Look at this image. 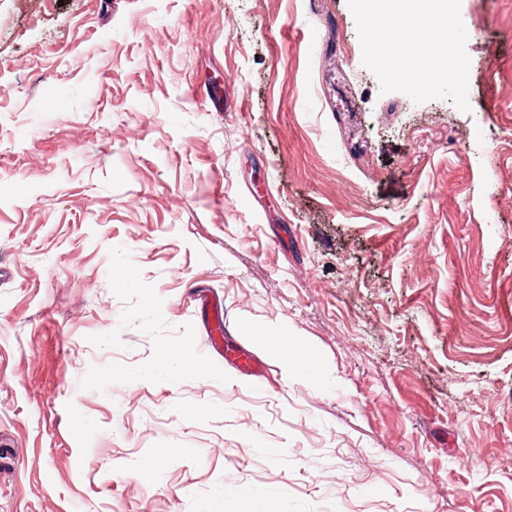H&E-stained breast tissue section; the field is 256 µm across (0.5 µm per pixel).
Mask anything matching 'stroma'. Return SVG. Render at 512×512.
I'll list each match as a JSON object with an SVG mask.
<instances>
[{
  "instance_id": "1",
  "label": "stroma",
  "mask_w": 512,
  "mask_h": 512,
  "mask_svg": "<svg viewBox=\"0 0 512 512\" xmlns=\"http://www.w3.org/2000/svg\"><path fill=\"white\" fill-rule=\"evenodd\" d=\"M460 15L465 112L348 0H0V512H512V0ZM262 343L268 353L278 358L283 366L286 377L298 375L314 378L325 392L337 390L342 381L340 377L326 370L322 363L309 354L295 353L303 348L300 340L293 336L267 335L262 336Z\"/></svg>"
}]
</instances>
